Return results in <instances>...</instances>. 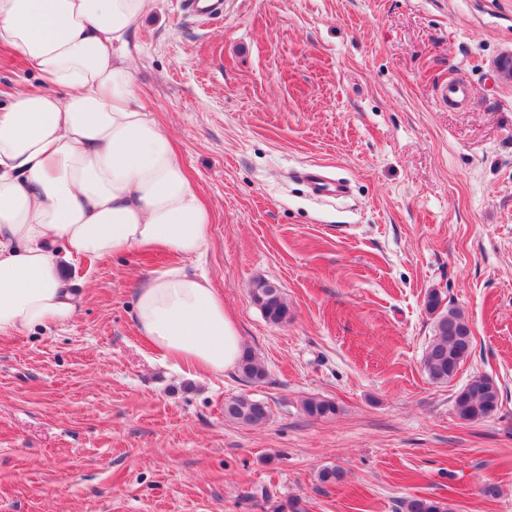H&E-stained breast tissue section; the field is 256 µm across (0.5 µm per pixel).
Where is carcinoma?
I'll return each mask as SVG.
<instances>
[{"label":"carcinoma","mask_w":512,"mask_h":512,"mask_svg":"<svg viewBox=\"0 0 512 512\" xmlns=\"http://www.w3.org/2000/svg\"><path fill=\"white\" fill-rule=\"evenodd\" d=\"M253 301L265 318L279 324L288 318V304L277 286L262 281L252 292ZM441 299L435 293L426 297L425 309L433 317V336L424 359V370L430 380L442 383L453 377L472 347L471 330L464 314L454 308L440 310ZM239 371L250 383H259L266 377L264 366L248 352L243 355ZM499 391L496 383L484 376L471 379L454 399V410L459 419L478 422L491 417L498 407ZM303 410L311 417L325 418L336 414L332 401L309 398ZM224 415L248 426H260L269 418L268 406L248 395L234 397L224 403ZM401 512H452L448 504L423 496H411L401 501Z\"/></svg>","instance_id":"1"}]
</instances>
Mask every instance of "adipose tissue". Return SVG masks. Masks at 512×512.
Wrapping results in <instances>:
<instances>
[{"label":"adipose tissue","instance_id":"adipose-tissue-1","mask_svg":"<svg viewBox=\"0 0 512 512\" xmlns=\"http://www.w3.org/2000/svg\"><path fill=\"white\" fill-rule=\"evenodd\" d=\"M155 0H0V44L43 86L0 108V334L74 315L63 265L156 247H209V214L170 137L142 111L127 50ZM135 321L164 359L221 375L243 353L210 280L183 266L137 291Z\"/></svg>","mask_w":512,"mask_h":512}]
</instances>
